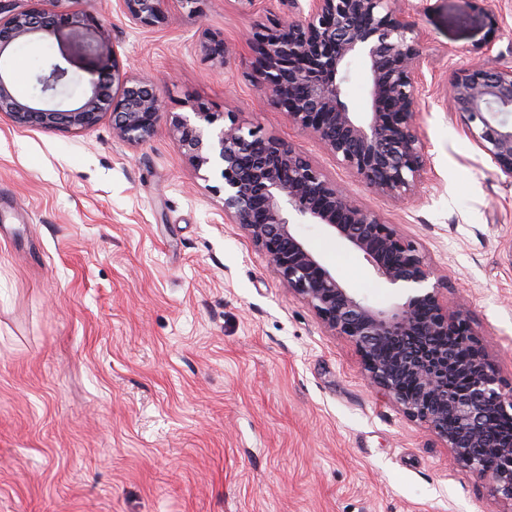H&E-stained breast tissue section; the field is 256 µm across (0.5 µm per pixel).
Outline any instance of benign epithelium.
Segmentation results:
<instances>
[{
	"label": "benign epithelium",
	"instance_id": "obj_1",
	"mask_svg": "<svg viewBox=\"0 0 512 512\" xmlns=\"http://www.w3.org/2000/svg\"><path fill=\"white\" fill-rule=\"evenodd\" d=\"M16 10L0 0V57L15 42L62 28L77 31L90 18L44 9L37 0ZM134 24L167 19L168 0H122ZM296 16L257 27L262 86L290 122L314 138L340 165L379 196L414 198L426 174L418 90L429 58L398 0H288ZM205 55L223 66L224 38L208 34ZM354 58L363 60L371 109L360 116L344 100ZM70 80L49 61L37 75L40 105L17 98L0 69V112L21 126L81 130L112 117V134L132 146L154 133L162 112L155 83L130 75L117 53L91 78L89 93L68 109L49 106ZM450 100L474 144L512 183V61L461 67ZM192 116L172 117L171 129L195 169H210L224 193V223L242 229L289 292L301 297L321 326L357 348L368 385L412 421L444 441L454 460L512 500V438L499 424L512 421V386L505 387L466 309L448 305L436 269L382 215L342 187L292 145L245 127L232 113L197 100ZM222 122L214 140L204 127ZM297 224H321L361 256L396 291L378 306L348 288L301 238ZM462 375L456 390L448 379Z\"/></svg>",
	"mask_w": 512,
	"mask_h": 512
}]
</instances>
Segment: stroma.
Here are the masks:
<instances>
[{"label": "stroma", "instance_id": "35a3bbf8", "mask_svg": "<svg viewBox=\"0 0 512 512\" xmlns=\"http://www.w3.org/2000/svg\"><path fill=\"white\" fill-rule=\"evenodd\" d=\"M432 64L420 87L427 178L373 194L262 88L249 36L284 0H170L158 27L121 0H64L93 19L0 56L12 90L70 53L66 104L108 49L154 80L166 113L132 147L112 119L78 132L0 114V512H512L423 424L372 391L355 346L324 332L269 260L225 223L221 195L170 120L194 100L290 143L415 242L512 382V185L451 106L462 65L512 59V0H400ZM109 30V45L100 34ZM223 36L226 65L202 51ZM370 302L391 289L322 226L296 228Z\"/></svg>", "mask_w": 512, "mask_h": 512}]
</instances>
